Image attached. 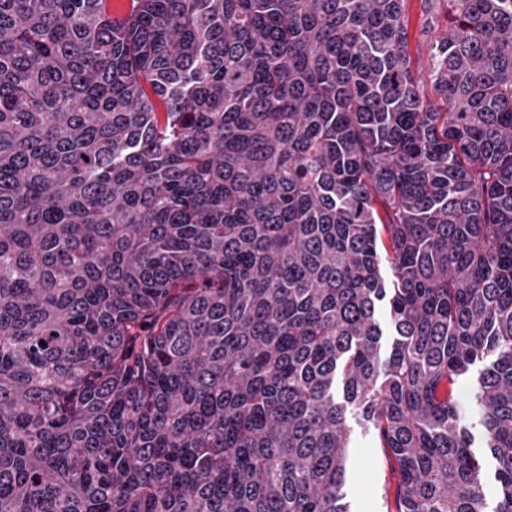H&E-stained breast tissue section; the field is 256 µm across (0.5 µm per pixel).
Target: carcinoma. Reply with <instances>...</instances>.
Wrapping results in <instances>:
<instances>
[{
    "label": "carcinoma",
    "instance_id": "carcinoma-1",
    "mask_svg": "<svg viewBox=\"0 0 512 512\" xmlns=\"http://www.w3.org/2000/svg\"><path fill=\"white\" fill-rule=\"evenodd\" d=\"M110 2L0 0V512H512V0ZM430 4L424 0H406L405 11L408 16L409 54L416 67L427 71L429 63L428 44L419 36L423 26H428ZM477 374V370H474V373L471 376L466 378H462L457 383V394L458 399L460 401L461 406L464 408L466 413V424L475 437V447H480L482 444L481 441V432L482 426L480 424V414L474 409L469 403V394L470 390L473 386L474 375ZM352 442L346 464L345 501L350 512H387V493L396 483L382 448H378L372 428L358 424L349 414Z\"/></svg>",
    "mask_w": 512,
    "mask_h": 512
}]
</instances>
